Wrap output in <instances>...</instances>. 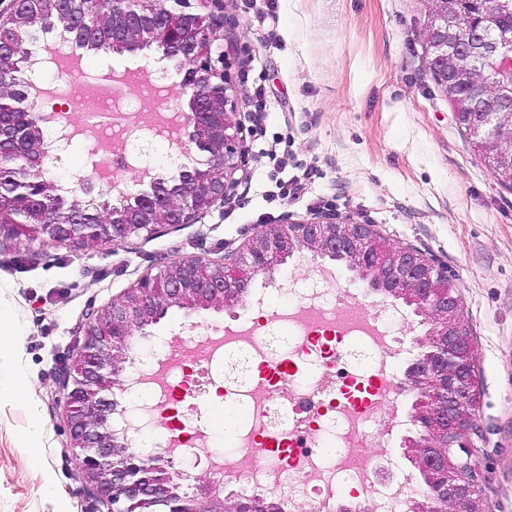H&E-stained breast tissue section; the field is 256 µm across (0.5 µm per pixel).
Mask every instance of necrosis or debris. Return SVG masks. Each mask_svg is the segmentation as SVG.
I'll return each mask as SVG.
<instances>
[{
    "label": "necrosis or debris",
    "mask_w": 512,
    "mask_h": 512,
    "mask_svg": "<svg viewBox=\"0 0 512 512\" xmlns=\"http://www.w3.org/2000/svg\"><path fill=\"white\" fill-rule=\"evenodd\" d=\"M34 74L51 92L84 112L121 110L81 82L62 54L45 58ZM275 335L253 318L236 317L221 332L187 337L176 349L138 363L140 389L154 397L145 421L157 445L193 459L213 492L277 494L283 512H410L420 485L410 476H384L390 449L407 427L398 368L406 352L403 315L390 301H365L341 282L292 288L272 312ZM232 358L240 382L232 403L239 417L223 452H213L209 429L193 426L191 441L175 432L168 410L190 397L198 375L216 358ZM287 363V375L274 373ZM182 372L183 382L171 377ZM371 384L368 408L349 402L352 389Z\"/></svg>",
    "instance_id": "1"
}]
</instances>
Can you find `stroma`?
I'll return each mask as SVG.
<instances>
[{
	"mask_svg": "<svg viewBox=\"0 0 512 512\" xmlns=\"http://www.w3.org/2000/svg\"><path fill=\"white\" fill-rule=\"evenodd\" d=\"M187 9L224 14L219 47L243 126L239 184L197 223L107 247L0 235V307L20 329L10 362L27 376L19 391L0 384V512H89L58 385L83 338L85 309L172 259L219 258L261 225L320 213L374 225L391 244L447 267L471 327L486 508L512 512V188L472 150L429 68L421 0H189ZM93 64L146 67L171 105L186 103L182 76L160 51H102ZM118 94L129 147L142 163L172 167L177 147L133 118L141 88L130 83ZM276 141L287 150L282 166L265 154ZM303 175L299 196L275 197L277 184ZM250 310L246 301L193 315L172 307L146 332L174 344ZM223 397L218 363L201 391L177 404L178 417L210 423ZM36 426L41 437L32 444Z\"/></svg>",
	"mask_w": 512,
	"mask_h": 512,
	"instance_id": "35a3bbf8",
	"label": "stroma"
}]
</instances>
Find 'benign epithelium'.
<instances>
[{"mask_svg": "<svg viewBox=\"0 0 512 512\" xmlns=\"http://www.w3.org/2000/svg\"><path fill=\"white\" fill-rule=\"evenodd\" d=\"M175 6H170L169 2ZM8 17L0 14V33L7 25L43 23L37 42L25 59L50 35L70 34L77 25L67 0H11ZM186 0H90L95 28L112 34L113 52L122 54L153 46L162 58L182 62L181 86L189 94L188 120L178 141L184 162L172 171L136 188L115 185L110 193L94 191L81 182L82 197L73 188L45 177L43 163L50 148L44 138V117L35 112L20 117L0 103V161L26 169L23 188L0 190V215L15 211L25 222L7 223L8 232L30 241L65 243L76 249L110 246L159 227L192 224L218 201L231 196L234 175L242 169L239 149L242 126L236 119L225 53L213 46L224 39V16H201L179 8ZM425 37L431 49L434 77L448 83V67L462 53L486 59L502 87L509 91L494 112H469L471 128L491 126L498 132L488 145L509 161L512 179V43L475 27L448 38V0H423ZM109 212L106 219L87 223L91 212ZM303 255L325 270L341 262L375 291L392 296L431 322L425 339L417 342L402 379L413 393L411 423L428 432L426 440H409L429 491L432 510L487 512L478 483L475 426V369L469 321L455 290L448 287V270L420 252L394 246L371 224L339 222L332 214L307 222L264 224L238 251L220 260L203 257L167 263L158 273L139 278L102 307L85 314L84 339L75 366L59 374L66 392L70 447L78 457L89 494L111 512H252L245 500L226 499L197 482L187 470L163 480L154 469L172 466L171 452L132 447L128 433L113 425L126 407L114 398L125 392L132 375L133 331L157 323L177 306L192 314L219 310L248 292L259 274H271L287 260Z\"/></svg>", "mask_w": 512, "mask_h": 512, "instance_id": "1", "label": "benign epithelium"}]
</instances>
